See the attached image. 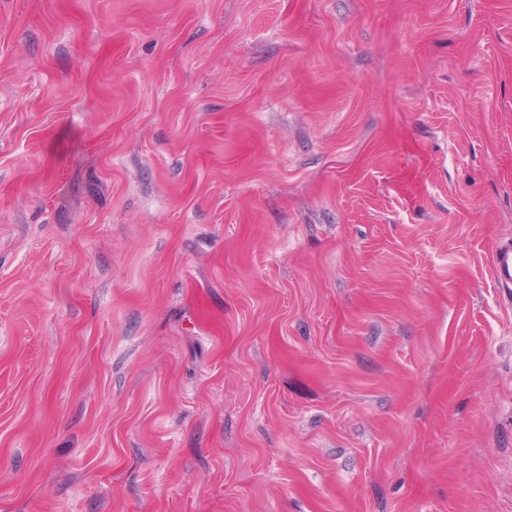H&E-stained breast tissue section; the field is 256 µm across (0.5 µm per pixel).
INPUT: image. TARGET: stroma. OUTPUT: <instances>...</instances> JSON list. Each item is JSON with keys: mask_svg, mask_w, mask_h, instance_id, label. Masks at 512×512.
<instances>
[{"mask_svg": "<svg viewBox=\"0 0 512 512\" xmlns=\"http://www.w3.org/2000/svg\"><path fill=\"white\" fill-rule=\"evenodd\" d=\"M512 0H0V512H512ZM492 269L499 285L512 288V244H505L495 252Z\"/></svg>", "mask_w": 512, "mask_h": 512, "instance_id": "stroma-1", "label": "stroma"}]
</instances>
